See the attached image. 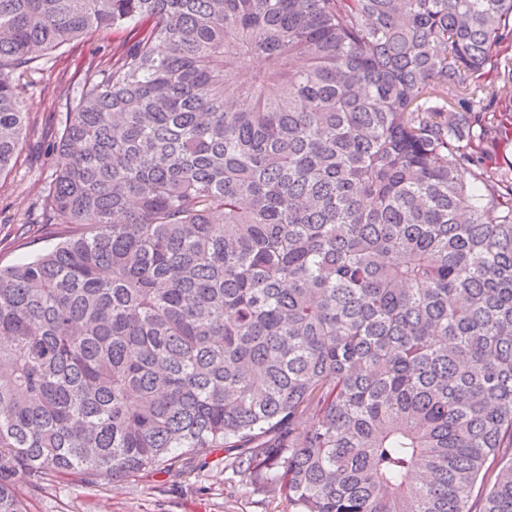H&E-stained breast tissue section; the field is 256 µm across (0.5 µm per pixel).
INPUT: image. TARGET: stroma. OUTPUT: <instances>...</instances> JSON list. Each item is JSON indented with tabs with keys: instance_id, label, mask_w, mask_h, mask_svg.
Returning <instances> with one entry per match:
<instances>
[{
	"instance_id": "stroma-1",
	"label": "stroma",
	"mask_w": 512,
	"mask_h": 512,
	"mask_svg": "<svg viewBox=\"0 0 512 512\" xmlns=\"http://www.w3.org/2000/svg\"><path fill=\"white\" fill-rule=\"evenodd\" d=\"M119 34H94L49 55L17 81L29 114L24 147L12 172L0 178V267L32 258L52 244L46 235L41 193L56 169L55 142L64 114L74 106L83 78L77 64L94 55L107 60ZM234 451L206 458L175 457L158 469L90 487L54 482L28 493V512H289L277 493L258 489L233 471Z\"/></svg>"
}]
</instances>
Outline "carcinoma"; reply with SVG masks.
<instances>
[{"instance_id": "1", "label": "carcinoma", "mask_w": 512, "mask_h": 512, "mask_svg": "<svg viewBox=\"0 0 512 512\" xmlns=\"http://www.w3.org/2000/svg\"><path fill=\"white\" fill-rule=\"evenodd\" d=\"M111 30L59 241L0 267V512L215 448L292 512H473L486 478L512 512V0H0V177L16 77Z\"/></svg>"}]
</instances>
